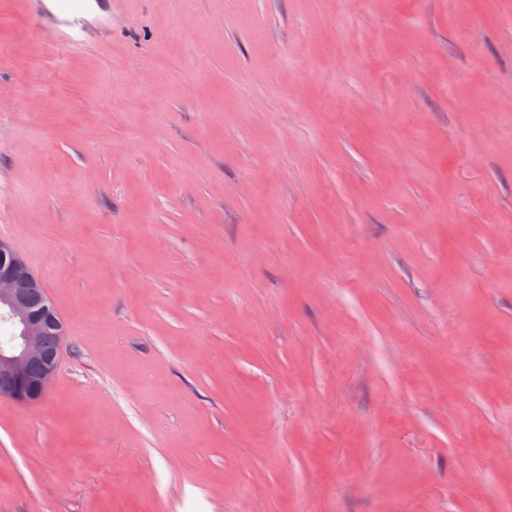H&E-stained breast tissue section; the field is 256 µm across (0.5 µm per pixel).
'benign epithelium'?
Wrapping results in <instances>:
<instances>
[{
    "label": "benign epithelium",
    "mask_w": 512,
    "mask_h": 512,
    "mask_svg": "<svg viewBox=\"0 0 512 512\" xmlns=\"http://www.w3.org/2000/svg\"><path fill=\"white\" fill-rule=\"evenodd\" d=\"M0 322L11 339L0 344V399L34 405L47 395L60 365L59 350L43 338L47 328L65 335L63 323L50 309L44 285L24 259L0 240Z\"/></svg>",
    "instance_id": "7a95c632"
}]
</instances>
